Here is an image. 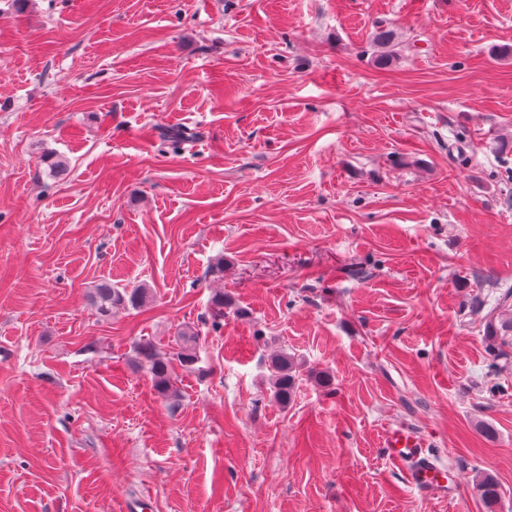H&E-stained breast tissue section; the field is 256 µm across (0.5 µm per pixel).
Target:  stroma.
I'll return each instance as SVG.
<instances>
[{"label":"stroma","mask_w":512,"mask_h":512,"mask_svg":"<svg viewBox=\"0 0 512 512\" xmlns=\"http://www.w3.org/2000/svg\"><path fill=\"white\" fill-rule=\"evenodd\" d=\"M510 287L512 0H0V512H512ZM189 329L162 400L134 347ZM92 297L98 314L101 317H108L114 308L143 307L149 298V292L147 288H114L110 283L104 282L94 288ZM511 296L512 289L502 292L488 313L487 338L489 350L494 356H496V352L497 355L503 353L502 347L509 345L508 339L512 332V313L511 316H508L507 313L504 314V311L510 310L511 303H509V300ZM507 305L508 307L505 309ZM501 308H504V310L502 311ZM270 392L281 406L287 407L295 396L299 380V365L286 350H279L269 357ZM383 448L396 463L411 462L406 469L407 482L421 494L448 498V471L441 469L424 451V443L410 430L390 427L383 434Z\"/></svg>","instance_id":"stroma-1"}]
</instances>
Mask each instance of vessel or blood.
Instances as JSON below:
<instances>
[{
    "label": "vessel or blood",
    "mask_w": 512,
    "mask_h": 512,
    "mask_svg": "<svg viewBox=\"0 0 512 512\" xmlns=\"http://www.w3.org/2000/svg\"><path fill=\"white\" fill-rule=\"evenodd\" d=\"M383 446L391 461L407 463L406 478L411 486L421 494L447 498L448 472L426 455L417 435L403 427H390L383 434Z\"/></svg>",
    "instance_id": "vessel-or-blood-1"
}]
</instances>
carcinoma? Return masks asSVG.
<instances>
[{"label": "carcinoma", "instance_id": "carcinoma-1", "mask_svg": "<svg viewBox=\"0 0 512 512\" xmlns=\"http://www.w3.org/2000/svg\"><path fill=\"white\" fill-rule=\"evenodd\" d=\"M98 314L108 317L112 309L118 307L139 309L149 298L146 288H114L104 282L94 288L92 294ZM512 299V289L502 292L495 305L488 313L489 350L491 353H503L502 347L509 345L508 339L512 335V315L502 311ZM210 319L214 326L224 320V291L216 290L210 299ZM179 342L174 351L161 355L149 341L137 344L136 353L140 363L144 365L150 377L153 389L158 396L175 400L178 398L176 386V368L185 371L196 369L199 363L197 352L198 337L192 332H184L178 336ZM270 392L272 397L281 406L286 407L295 396L299 380V365L294 356L285 350L272 353L269 357ZM481 499L487 506H493L499 497L496 481L489 475L483 476L476 484Z\"/></svg>", "mask_w": 512, "mask_h": 512}]
</instances>
